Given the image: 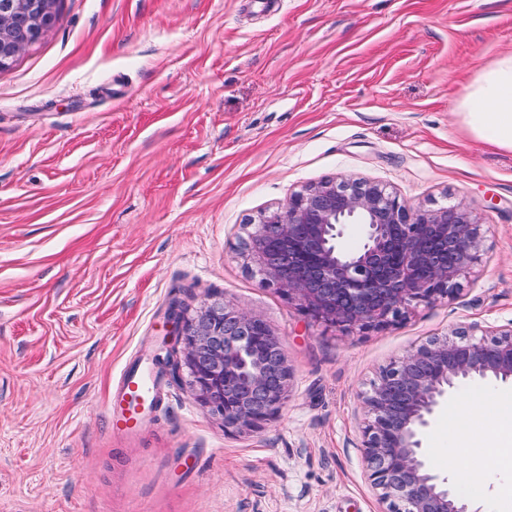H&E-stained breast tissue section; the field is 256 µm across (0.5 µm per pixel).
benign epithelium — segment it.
<instances>
[{
    "label": "benign epithelium",
    "instance_id": "7a95c632",
    "mask_svg": "<svg viewBox=\"0 0 512 512\" xmlns=\"http://www.w3.org/2000/svg\"><path fill=\"white\" fill-rule=\"evenodd\" d=\"M56 0L0 4V70L37 43ZM29 17L14 37L13 16ZM362 227L358 248L341 240ZM481 228L462 203L413 206L377 182L327 179L250 224L243 249L255 269L310 320L354 335L385 326L414 304L450 297L480 259ZM158 362L189 376L195 401L242 432L274 417L291 378L281 338L259 316L212 296L167 316ZM512 384V326L433 338L382 369L360 399L365 476L384 512H481L428 464L423 439L464 383Z\"/></svg>",
    "mask_w": 512,
    "mask_h": 512
}]
</instances>
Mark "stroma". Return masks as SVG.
Segmentation results:
<instances>
[{"mask_svg": "<svg viewBox=\"0 0 512 512\" xmlns=\"http://www.w3.org/2000/svg\"><path fill=\"white\" fill-rule=\"evenodd\" d=\"M0 71V512H381L359 394L427 340L512 325V153L456 104L512 54V0H59ZM464 203L481 259L450 299L343 336L251 273L243 226L325 179ZM261 316L291 370L279 413L228 432L160 381L142 429L107 396L153 362L171 300ZM461 386L424 445L482 512H512V460L453 434L496 409ZM494 469L469 493L464 470Z\"/></svg>", "mask_w": 512, "mask_h": 512, "instance_id": "1", "label": "stroma"}]
</instances>
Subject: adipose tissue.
I'll use <instances>...</instances> for the list:
<instances>
[{
    "instance_id": "adipose-tissue-1",
    "label": "adipose tissue",
    "mask_w": 512,
    "mask_h": 512,
    "mask_svg": "<svg viewBox=\"0 0 512 512\" xmlns=\"http://www.w3.org/2000/svg\"><path fill=\"white\" fill-rule=\"evenodd\" d=\"M461 123L474 137L500 149L512 151V54L485 66L466 86L458 103ZM472 414L480 416V429L456 434L459 444L473 442L497 449L502 437H512V414H488L473 405Z\"/></svg>"
}]
</instances>
